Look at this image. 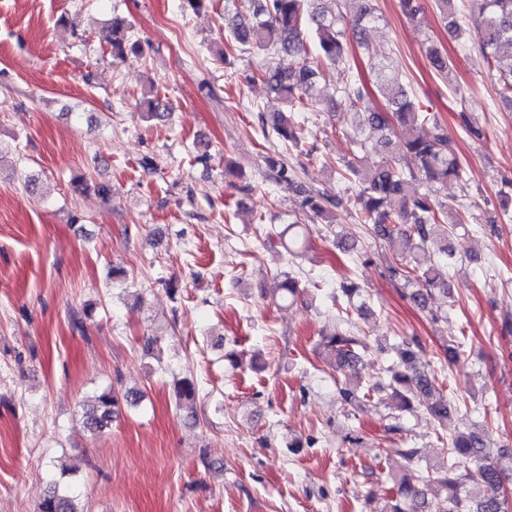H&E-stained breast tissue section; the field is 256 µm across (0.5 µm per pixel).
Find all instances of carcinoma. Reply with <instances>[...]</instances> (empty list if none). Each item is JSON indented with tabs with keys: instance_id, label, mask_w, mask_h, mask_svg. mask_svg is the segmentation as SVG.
Instances as JSON below:
<instances>
[{
	"instance_id": "obj_1",
	"label": "carcinoma",
	"mask_w": 512,
	"mask_h": 512,
	"mask_svg": "<svg viewBox=\"0 0 512 512\" xmlns=\"http://www.w3.org/2000/svg\"><path fill=\"white\" fill-rule=\"evenodd\" d=\"M326 0H224V28L227 47L247 48L265 53L275 48L288 65H267L260 70L262 79L272 91L282 96L291 112L272 118V135L282 142L297 144L304 126L293 119V113L314 110L313 91L322 67L350 66L348 44L363 43L368 28L378 19L376 0H342L343 10H327ZM446 28L462 35L455 19L454 0H433ZM476 36L482 50L497 63L503 76L502 95L512 100V0H473ZM132 25L114 20L102 30L112 58L125 62L141 52L140 40L133 38ZM511 49L502 56V49ZM432 68L440 75L448 74V57L437 47L427 50ZM379 92L388 102V110L377 111L366 106L368 90L352 76L338 93L350 110L359 116L352 142L361 151L383 154L382 161L370 168L346 165L344 180L358 183L357 202L362 223L370 225L374 236L387 241L394 255L409 261L403 277L412 287L410 300L418 307L426 306L435 289H447L439 280L435 257L430 245L439 240V253L453 261L455 253L444 244L448 233L464 221L461 211L448 210L436 201V187L450 180L464 181L466 170L442 125L419 111L406 86L396 77H383ZM170 105L156 97L147 101L144 112L162 120ZM401 136L404 151L391 153L392 137ZM268 170L275 179L284 181L301 196L302 215L320 218L324 203L331 199L323 192L288 178V169L273 155L265 157ZM418 182L424 191L413 195L409 186ZM346 297V315L364 313V306L354 304L359 288L354 283L339 284ZM361 340L350 330H335L322 337V354L345 382L339 388L341 398L350 403L356 399L350 379L359 377ZM391 399L398 410L421 409L429 419L443 424L448 420L450 402L436 385L435 378L424 371H392L388 383ZM198 386L189 380L175 385L179 406H193ZM136 405L138 393L103 390L94 404L84 409L82 423L86 430L98 433L108 428L120 401ZM447 464L435 477L424 476L420 483L435 480L444 491L436 502L428 499L419 483L405 474L391 476L392 498L383 512H512V503L504 496V483L512 479L494 460L486 441L474 432L459 433L448 439ZM38 512H84L79 498L69 489H52L38 505Z\"/></svg>"
}]
</instances>
